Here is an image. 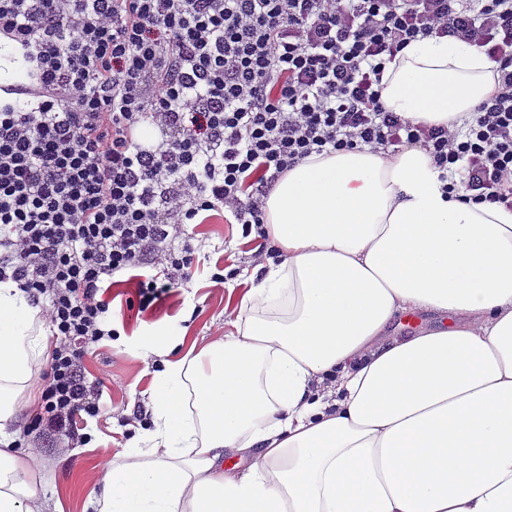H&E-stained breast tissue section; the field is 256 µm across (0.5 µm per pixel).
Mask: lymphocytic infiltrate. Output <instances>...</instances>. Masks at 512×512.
<instances>
[{
	"mask_svg": "<svg viewBox=\"0 0 512 512\" xmlns=\"http://www.w3.org/2000/svg\"><path fill=\"white\" fill-rule=\"evenodd\" d=\"M0 35L27 64L0 97V282L56 338L44 430L75 438L99 409L80 360L113 336L114 278L150 306L191 280L184 227L213 217L279 259L266 199L312 155L419 147L444 193L512 207V0H0ZM433 35L498 64L472 122L381 102L387 58Z\"/></svg>",
	"mask_w": 512,
	"mask_h": 512,
	"instance_id": "obj_1",
	"label": "lymphocytic infiltrate"
}]
</instances>
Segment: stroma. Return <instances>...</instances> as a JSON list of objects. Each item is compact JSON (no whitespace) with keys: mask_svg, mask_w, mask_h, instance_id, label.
Segmentation results:
<instances>
[{"mask_svg":"<svg viewBox=\"0 0 512 512\" xmlns=\"http://www.w3.org/2000/svg\"><path fill=\"white\" fill-rule=\"evenodd\" d=\"M187 231L194 237L199 260L188 284L145 310L133 288L117 285L110 292L115 335L92 345L83 357L85 374L99 385L103 404L98 416L78 423L86 442L45 431L17 434L15 453L32 452L43 462L40 476L49 512H93L98 466L130 452L139 436L142 425L131 417L137 407L148 406V390L161 368L160 358L144 355L142 345L165 333L201 348L229 330L224 307L229 292L244 291V278L236 276L220 287L210 276L217 258L238 264L251 244L237 224H191Z\"/></svg>","mask_w":512,"mask_h":512,"instance_id":"35a3bbf8","label":"stroma"}]
</instances>
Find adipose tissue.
<instances>
[{"instance_id":"adipose-tissue-1","label":"adipose tissue","mask_w":512,"mask_h":512,"mask_svg":"<svg viewBox=\"0 0 512 512\" xmlns=\"http://www.w3.org/2000/svg\"><path fill=\"white\" fill-rule=\"evenodd\" d=\"M495 64L447 37L385 66L381 101L463 123ZM281 263L253 268L231 332L182 337L150 388L146 452L100 467L95 512H512V209L443 198L418 148L311 156L266 200ZM40 306L0 283V512H46L10 453L47 361ZM442 326L392 336L397 316Z\"/></svg>"}]
</instances>
